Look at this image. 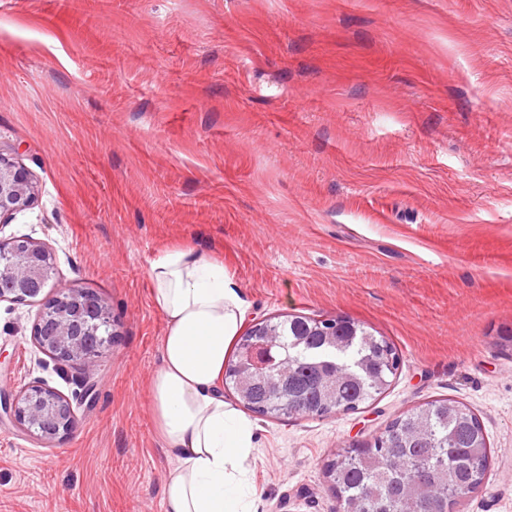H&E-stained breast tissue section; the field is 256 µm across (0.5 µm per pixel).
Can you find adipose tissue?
Masks as SVG:
<instances>
[{
	"label": "adipose tissue",
	"mask_w": 512,
	"mask_h": 512,
	"mask_svg": "<svg viewBox=\"0 0 512 512\" xmlns=\"http://www.w3.org/2000/svg\"><path fill=\"white\" fill-rule=\"evenodd\" d=\"M149 278L166 326L150 384L156 432L172 461L164 512H255L254 426L222 390L247 303L223 260L188 244L160 250Z\"/></svg>",
	"instance_id": "obj_1"
}]
</instances>
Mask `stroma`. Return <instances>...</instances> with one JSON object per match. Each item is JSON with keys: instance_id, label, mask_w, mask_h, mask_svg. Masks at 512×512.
<instances>
[{"instance_id": "35a3bbf8", "label": "stroma", "mask_w": 512, "mask_h": 512, "mask_svg": "<svg viewBox=\"0 0 512 512\" xmlns=\"http://www.w3.org/2000/svg\"><path fill=\"white\" fill-rule=\"evenodd\" d=\"M0 146L37 183L0 235L118 331L71 435L0 421V512H164L149 269L181 243L247 322L350 318L400 355L357 411L253 416L256 512H338L327 463L442 398L494 450L456 512H512V0H0ZM42 310L0 302V385L73 395Z\"/></svg>"}]
</instances>
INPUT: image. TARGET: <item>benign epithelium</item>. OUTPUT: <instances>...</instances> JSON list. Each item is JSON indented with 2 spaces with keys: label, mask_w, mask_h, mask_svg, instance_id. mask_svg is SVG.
I'll return each mask as SVG.
<instances>
[{
  "label": "benign epithelium",
  "mask_w": 512,
  "mask_h": 512,
  "mask_svg": "<svg viewBox=\"0 0 512 512\" xmlns=\"http://www.w3.org/2000/svg\"><path fill=\"white\" fill-rule=\"evenodd\" d=\"M35 194L36 183L18 161L16 151L0 146V224L9 223L30 206ZM47 288L51 295L33 327L35 343L61 365L92 369L116 335L106 302L91 291L60 282L54 254L45 243L0 237V302H28ZM284 363L272 352L271 344L249 342L238 352L234 366L237 391L245 394V381L262 379L271 365ZM79 386L73 400L44 383L19 389L1 387L0 414L41 440L63 437L76 428L77 410L91 406L95 399L93 380L86 377Z\"/></svg>",
  "instance_id": "1"
}]
</instances>
